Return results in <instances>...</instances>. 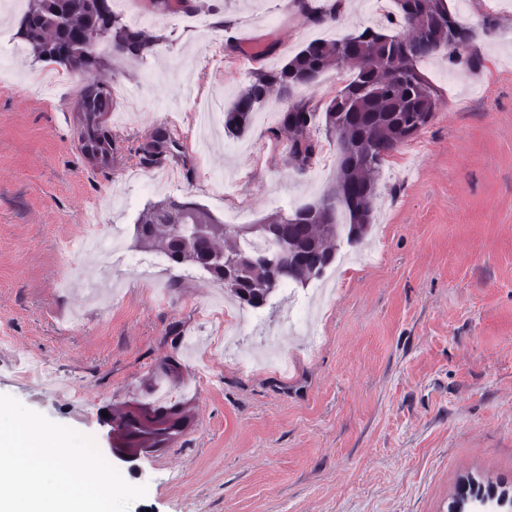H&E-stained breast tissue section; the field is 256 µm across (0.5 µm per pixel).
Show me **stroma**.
<instances>
[{"label": "stroma", "mask_w": 512, "mask_h": 512, "mask_svg": "<svg viewBox=\"0 0 512 512\" xmlns=\"http://www.w3.org/2000/svg\"><path fill=\"white\" fill-rule=\"evenodd\" d=\"M448 5L482 65L420 62L441 105L378 175L355 265L326 299L314 279L276 291L229 343L209 313L230 297L206 273L149 251L147 280L61 242L115 232L133 252L140 215L168 196L219 218L245 208L247 224L318 199L336 146L295 173L284 99L243 137L219 124L209 151L184 142L166 162L176 180L151 191L139 149L171 117L223 114L255 65L281 67L317 38L398 33L396 10L342 0L336 23L316 26L287 0H202L206 31L155 13L153 54L100 74L117 136L105 169L58 118L89 75L63 73L49 98L32 58L0 73V395L103 449L104 413L174 389L194 428L126 474L148 488L129 512H448L467 478L512 490V0ZM306 299L308 326L289 335L288 309ZM166 359L177 373L159 370Z\"/></svg>", "instance_id": "35a3bbf8"}]
</instances>
